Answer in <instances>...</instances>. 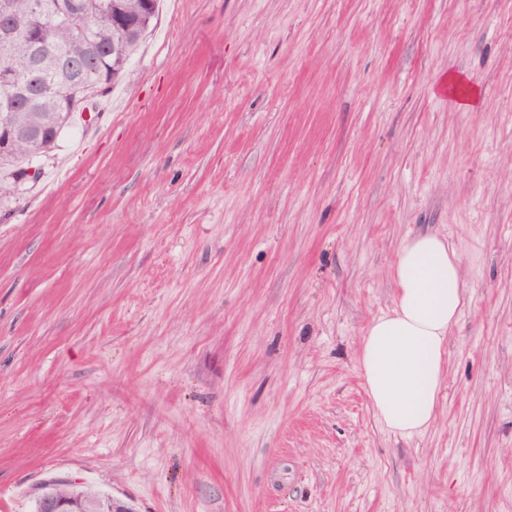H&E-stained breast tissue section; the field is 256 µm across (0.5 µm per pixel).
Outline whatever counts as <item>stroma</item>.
Here are the masks:
<instances>
[{
  "label": "stroma",
  "mask_w": 512,
  "mask_h": 512,
  "mask_svg": "<svg viewBox=\"0 0 512 512\" xmlns=\"http://www.w3.org/2000/svg\"><path fill=\"white\" fill-rule=\"evenodd\" d=\"M129 71L0 203V512L55 479L134 512H512V0H162ZM420 232L465 302L404 438L356 353ZM443 89L448 90V96L458 100L461 104L470 106L478 102L479 92L470 86L466 79L454 72L448 73V78L443 83Z\"/></svg>",
  "instance_id": "1"
}]
</instances>
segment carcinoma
I'll use <instances>...</instances> for the list:
<instances>
[{
	"mask_svg": "<svg viewBox=\"0 0 512 512\" xmlns=\"http://www.w3.org/2000/svg\"><path fill=\"white\" fill-rule=\"evenodd\" d=\"M0 0L3 14L26 18L28 28L0 40V200L18 181L41 177L38 160L56 145L77 112H96L126 74L158 11V0ZM50 85L42 92L34 79ZM42 494L64 496L80 512H105L110 495L71 481H48Z\"/></svg>",
	"mask_w": 512,
	"mask_h": 512,
	"instance_id": "carcinoma-1",
	"label": "carcinoma"
}]
</instances>
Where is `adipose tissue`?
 I'll return each instance as SVG.
<instances>
[{"label":"adipose tissue","instance_id":"1","mask_svg":"<svg viewBox=\"0 0 512 512\" xmlns=\"http://www.w3.org/2000/svg\"><path fill=\"white\" fill-rule=\"evenodd\" d=\"M391 276L395 305L366 328L357 363L375 413L411 437L433 422L445 385L446 341L463 302L460 259L447 239L419 234L402 244Z\"/></svg>","mask_w":512,"mask_h":512}]
</instances>
